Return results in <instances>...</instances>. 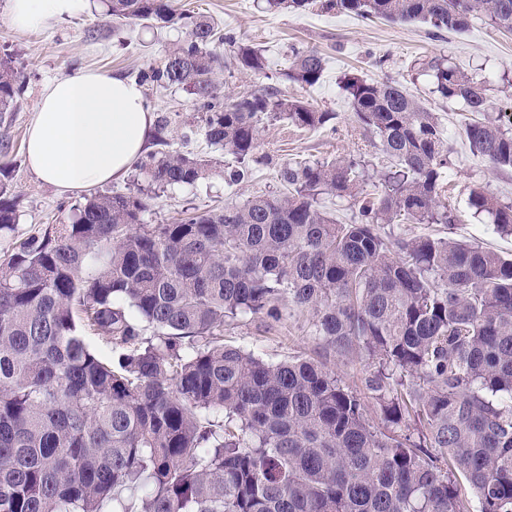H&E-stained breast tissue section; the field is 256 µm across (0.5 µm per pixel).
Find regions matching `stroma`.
Returning a JSON list of instances; mask_svg holds the SVG:
<instances>
[{"instance_id": "1", "label": "stroma", "mask_w": 512, "mask_h": 512, "mask_svg": "<svg viewBox=\"0 0 512 512\" xmlns=\"http://www.w3.org/2000/svg\"><path fill=\"white\" fill-rule=\"evenodd\" d=\"M178 7L213 20L237 41L262 49L268 60L265 74L251 76L230 67L231 49L217 46L227 66L217 78V94L225 96L268 86L282 94L298 96L315 107L333 112L334 118L317 129H301L272 116L259 124L260 164L245 178L228 185L227 171L237 161L224 156L223 165L208 178L193 185L158 191L143 215L147 224H168L185 211H207L229 202L279 190L278 168L298 159L326 160L359 153L371 156L378 167L387 159L362 136L356 117L339 88L344 73L352 71L375 80H395L421 98L437 113L452 151L448 170L450 204L460 221L456 224H413L411 234H430L473 241L512 256V236L499 234L492 225L474 218L467 205V189L479 185L505 201H512V172L499 170L474 156L461 128L462 118L447 102L430 92L427 77L418 74L419 59L448 53L453 63L482 78L490 89L494 110L512 114V33L476 22L460 33L433 36L420 22L382 19L364 20L352 14L312 8L303 12H270L264 0H176ZM9 0H0V59H10L24 81V93L15 112L0 122V149H6L8 179L16 197L18 224L12 235L0 239V258L13 244L47 225L69 221L84 194L62 195L38 180L28 169L25 155L27 129L35 106L46 86L55 78L81 71L106 72L128 79L139 71L159 65L166 52L185 36L183 29L154 22H122L104 14L102 0H83L79 11L57 27L20 31L8 21ZM296 48L317 49L325 59L320 81L303 88L289 82L285 74ZM145 102L157 121L151 129L148 150L157 152L160 142L183 154L216 156L203 131V115L190 95L179 88L143 89ZM166 126H159V119ZM225 340L277 362L303 353L327 364L350 385L361 384L370 369L364 361L343 359L308 336L297 324L284 322L267 327L263 319L248 316L226 327Z\"/></svg>"}]
</instances>
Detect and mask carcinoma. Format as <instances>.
I'll return each mask as SVG.
<instances>
[{
    "label": "carcinoma",
    "mask_w": 512,
    "mask_h": 512,
    "mask_svg": "<svg viewBox=\"0 0 512 512\" xmlns=\"http://www.w3.org/2000/svg\"><path fill=\"white\" fill-rule=\"evenodd\" d=\"M128 22H182L185 37L138 81L181 87L206 140L244 164L272 114L315 129L333 118L269 87L220 102L215 44L262 74L261 50L175 0H105ZM314 0H266L305 11ZM362 19L418 21L435 33L484 21L512 32V0H324ZM324 57L295 49L286 72L316 84ZM433 93L477 118L472 154L512 170V128L490 115L484 82L440 55ZM340 88L390 160H300L285 191L171 224H144L148 195L95 192L71 222L22 239L0 263V512H512V259L477 243L408 236L454 224L452 164L439 117L400 84L346 73ZM23 84L0 60V118ZM213 160L163 151L138 165L165 189ZM0 163V237L17 225ZM378 180L381 190H369ZM347 204L343 223L326 207ZM468 207L512 236V204L480 186ZM299 320L341 358L375 367L365 397L303 355L278 362L224 341L245 316ZM90 331L117 358L86 342ZM152 335H146V331Z\"/></svg>",
    "instance_id": "cac0c4a2"
}]
</instances>
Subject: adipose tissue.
Here are the masks:
<instances>
[{
  "instance_id": "1",
  "label": "adipose tissue",
  "mask_w": 512,
  "mask_h": 512,
  "mask_svg": "<svg viewBox=\"0 0 512 512\" xmlns=\"http://www.w3.org/2000/svg\"><path fill=\"white\" fill-rule=\"evenodd\" d=\"M19 30L51 28L82 0H10ZM153 114L141 87L101 72H80L44 89L28 127L26 162L59 193L90 190L124 178L141 155Z\"/></svg>"
}]
</instances>
